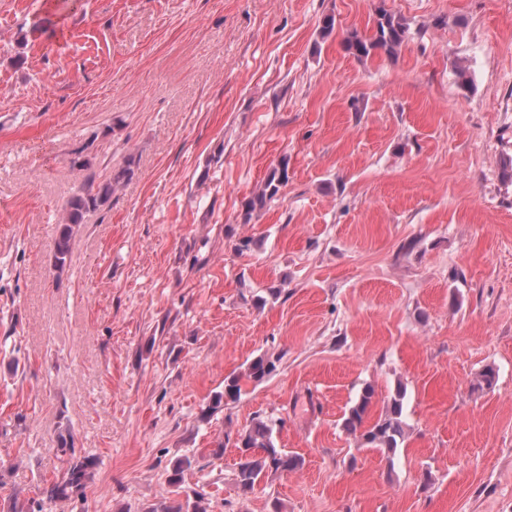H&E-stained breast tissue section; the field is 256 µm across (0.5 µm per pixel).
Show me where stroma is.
Instances as JSON below:
<instances>
[{
	"instance_id": "stroma-1",
	"label": "stroma",
	"mask_w": 512,
	"mask_h": 512,
	"mask_svg": "<svg viewBox=\"0 0 512 512\" xmlns=\"http://www.w3.org/2000/svg\"><path fill=\"white\" fill-rule=\"evenodd\" d=\"M381 2L408 41L347 54ZM34 20L0 0L7 488L34 498L70 438L94 477L50 512H138L185 456L213 512H512V0H77L20 46ZM130 155L56 272L68 200ZM265 353L276 371L211 409ZM368 385L376 414L405 390L394 456L342 427ZM257 415L303 464L244 498L236 448L211 451ZM288 182V164L287 162H280L277 167L272 168L267 174L263 186L254 194V196L246 203L247 212H253L256 209H262L275 198L281 188Z\"/></svg>"
}]
</instances>
